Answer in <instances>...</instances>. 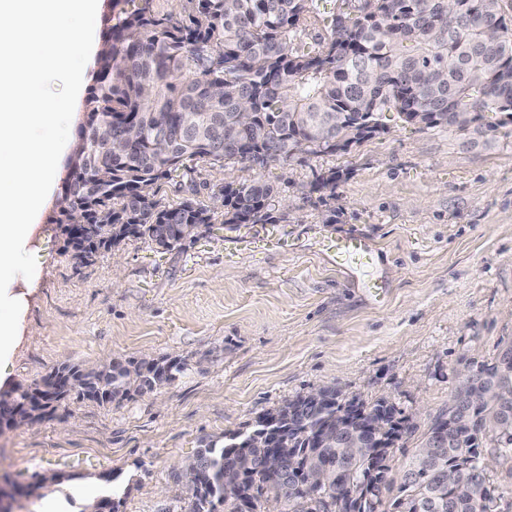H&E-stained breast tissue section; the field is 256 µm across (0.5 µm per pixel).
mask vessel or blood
Instances as JSON below:
<instances>
[{"instance_id":"b4317fda","label":"vessel or blood","mask_w":512,"mask_h":512,"mask_svg":"<svg viewBox=\"0 0 512 512\" xmlns=\"http://www.w3.org/2000/svg\"><path fill=\"white\" fill-rule=\"evenodd\" d=\"M321 245L339 271L356 278L371 296H380L384 284L376 273L377 252L372 243L360 235L340 234L324 238Z\"/></svg>"}]
</instances>
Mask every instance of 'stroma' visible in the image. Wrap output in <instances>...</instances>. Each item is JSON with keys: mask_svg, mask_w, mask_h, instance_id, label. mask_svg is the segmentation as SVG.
Instances as JSON below:
<instances>
[{"mask_svg": "<svg viewBox=\"0 0 512 512\" xmlns=\"http://www.w3.org/2000/svg\"><path fill=\"white\" fill-rule=\"evenodd\" d=\"M387 125L348 151L285 167L195 163L196 199L219 216L225 181L272 183L281 248L225 254V237L261 239L269 227L216 223L168 250L130 238L78 264L60 226L42 218L26 246L36 275L13 287L23 329L0 393L65 363L177 357L184 369L151 393L112 404L72 396L54 415L0 430V477L22 487L38 473L62 477L17 497L13 512H90L116 483L118 512H189L184 468L198 448L326 388L393 404L414 424L391 453L399 486L463 363L512 344V124L479 145L446 128ZM331 169L343 174L335 191L310 192ZM336 234L377 248L383 298L323 252L321 239Z\"/></svg>", "mask_w": 512, "mask_h": 512, "instance_id": "35a3bbf8", "label": "stroma"}]
</instances>
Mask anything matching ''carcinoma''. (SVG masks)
Instances as JSON below:
<instances>
[{
    "label": "carcinoma",
    "instance_id": "obj_1",
    "mask_svg": "<svg viewBox=\"0 0 512 512\" xmlns=\"http://www.w3.org/2000/svg\"><path fill=\"white\" fill-rule=\"evenodd\" d=\"M185 18L160 14L154 0H109L94 84L86 99L70 174L54 223L78 219L93 226L86 248L105 250L131 235L170 247L194 236L182 226L215 223L214 212L190 198L164 205L157 185L186 177L191 162L286 165L299 156L348 150L384 129L382 117L470 132L485 121L491 131L512 124V23L500 0H187ZM330 14V33L305 41L307 23ZM497 116L494 121L489 115ZM342 174L316 177L310 192L333 191ZM225 224H276L281 206L274 185L227 181L220 189ZM471 365L460 403L473 426L512 456V345L491 361ZM156 363L132 373L120 361L79 369V386L109 390L122 400L173 379ZM47 374L16 395L0 396V420L16 417L20 402L44 416L54 410L55 384ZM318 408L297 396L267 414L254 432L270 430L284 461L314 447V427L334 422L349 406L336 391ZM375 445L389 451L410 430L386 401L362 408ZM448 431V445L420 447L389 497L387 463L369 477L359 458L344 467L336 441H321L310 464L326 484H365L373 505L359 512H497L485 457ZM266 451L249 433L224 436L199 449L186 466L191 512H243V499L270 498L287 512H317L306 492L270 481ZM258 482L240 492L234 474Z\"/></svg>",
    "mask_w": 512,
    "mask_h": 512
}]
</instances>
